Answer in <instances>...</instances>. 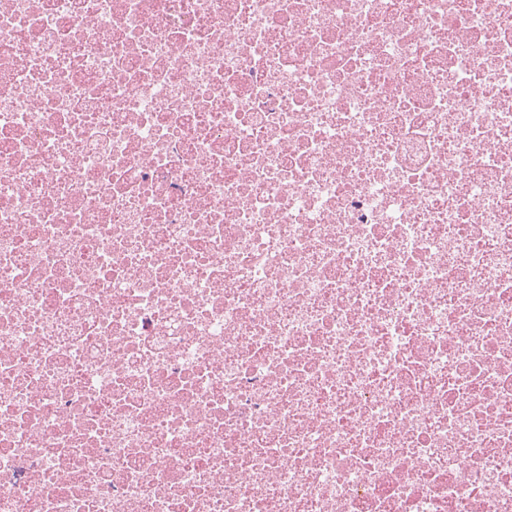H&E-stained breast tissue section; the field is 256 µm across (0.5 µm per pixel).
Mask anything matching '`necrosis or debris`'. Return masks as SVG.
Returning <instances> with one entry per match:
<instances>
[{"mask_svg": "<svg viewBox=\"0 0 512 512\" xmlns=\"http://www.w3.org/2000/svg\"><path fill=\"white\" fill-rule=\"evenodd\" d=\"M0 512H512V0H0Z\"/></svg>", "mask_w": 512, "mask_h": 512, "instance_id": "1", "label": "necrosis or debris"}]
</instances>
